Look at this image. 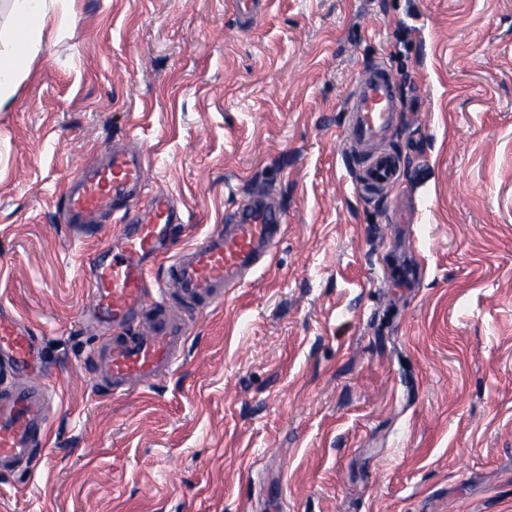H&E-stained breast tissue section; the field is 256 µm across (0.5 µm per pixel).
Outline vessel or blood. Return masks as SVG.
Segmentation results:
<instances>
[{"label": "vessel or blood", "mask_w": 512, "mask_h": 512, "mask_svg": "<svg viewBox=\"0 0 512 512\" xmlns=\"http://www.w3.org/2000/svg\"><path fill=\"white\" fill-rule=\"evenodd\" d=\"M346 109L356 114L357 139L364 143L393 124L400 102L383 63L366 69ZM146 170L143 152L115 145L104 162L83 168L63 193V218L74 233L95 217L119 225V246L101 248L85 262L86 315L113 329L91 358L116 397L151 387L183 360L192 320L170 306V293L205 310L223 306L249 277L271 267L286 229L276 206L250 196L201 242L170 252L182 211L171 193L148 191ZM398 174L396 157L382 150L371 153L361 169L363 183L371 187L392 183ZM160 259L167 265L156 278L151 269ZM0 360L14 379L0 387V470L9 472L30 463L45 445L54 400L39 380L41 353L33 329L2 304Z\"/></svg>", "instance_id": "vessel-or-blood-1"}]
</instances>
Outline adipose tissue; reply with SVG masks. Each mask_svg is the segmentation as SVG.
Returning a JSON list of instances; mask_svg holds the SVG:
<instances>
[{
    "label": "adipose tissue",
    "instance_id": "adipose-tissue-1",
    "mask_svg": "<svg viewBox=\"0 0 512 512\" xmlns=\"http://www.w3.org/2000/svg\"><path fill=\"white\" fill-rule=\"evenodd\" d=\"M13 26L10 38L16 53H0V103L7 101L25 77L31 58L57 20L59 0H10Z\"/></svg>",
    "mask_w": 512,
    "mask_h": 512
}]
</instances>
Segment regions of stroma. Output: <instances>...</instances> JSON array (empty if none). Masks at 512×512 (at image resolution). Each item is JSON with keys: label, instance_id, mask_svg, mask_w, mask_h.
Segmentation results:
<instances>
[{"label": "stroma", "instance_id": "stroma-1", "mask_svg": "<svg viewBox=\"0 0 512 512\" xmlns=\"http://www.w3.org/2000/svg\"><path fill=\"white\" fill-rule=\"evenodd\" d=\"M0 108V304L56 393L0 512H512V0H67ZM384 61L371 147L345 100ZM141 147L198 241L242 197L286 217L271 268L193 316L181 367L114 398L88 354L87 237L60 195ZM402 163L361 187L367 150Z\"/></svg>", "mask_w": 512, "mask_h": 512}]
</instances>
